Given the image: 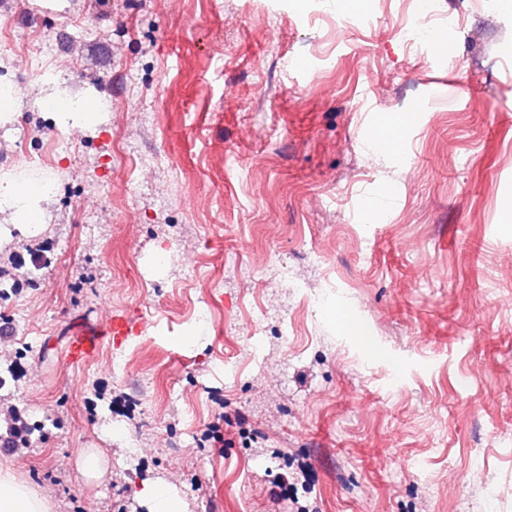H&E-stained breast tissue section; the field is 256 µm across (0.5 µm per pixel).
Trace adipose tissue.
Listing matches in <instances>:
<instances>
[{
    "instance_id": "obj_1",
    "label": "adipose tissue",
    "mask_w": 512,
    "mask_h": 512,
    "mask_svg": "<svg viewBox=\"0 0 512 512\" xmlns=\"http://www.w3.org/2000/svg\"><path fill=\"white\" fill-rule=\"evenodd\" d=\"M38 107L63 130H90L107 119V105L98 96L71 91L54 77L42 80ZM49 189L37 178H0V212L9 223L36 229L45 222ZM0 512H48L47 501L13 473L0 470Z\"/></svg>"
}]
</instances>
